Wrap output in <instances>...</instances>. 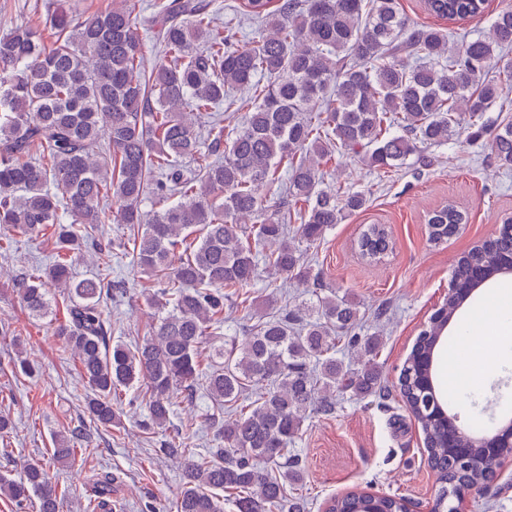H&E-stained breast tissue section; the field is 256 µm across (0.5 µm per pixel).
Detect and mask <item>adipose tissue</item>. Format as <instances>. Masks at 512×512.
Masks as SVG:
<instances>
[{"label":"adipose tissue","mask_w":512,"mask_h":512,"mask_svg":"<svg viewBox=\"0 0 512 512\" xmlns=\"http://www.w3.org/2000/svg\"><path fill=\"white\" fill-rule=\"evenodd\" d=\"M490 304L494 311L492 325L462 328L466 344L479 356L478 361L462 363V370L473 381H480L484 374L483 360L490 354L501 359L512 358V284L501 283L491 289Z\"/></svg>","instance_id":"obj_1"}]
</instances>
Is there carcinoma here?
<instances>
[{
    "mask_svg": "<svg viewBox=\"0 0 512 512\" xmlns=\"http://www.w3.org/2000/svg\"><path fill=\"white\" fill-rule=\"evenodd\" d=\"M203 0H158L149 29L164 62L146 71V44L135 19L141 0H118L91 14L55 0L49 36L0 15V227L14 235L47 234L52 264L16 279L23 307L49 313L50 289L63 290L67 318L55 334L77 359L88 387L85 411L95 426L120 424L123 390L136 389L149 427L165 428L171 397L193 400L205 379L210 397L234 418H211L224 447L206 455L189 434L164 444L178 457L184 482L176 512H222L218 493L234 494L237 512H305L306 501L286 497L303 480L288 445L305 414H331L340 395H379L376 358L382 337L357 332L356 304L334 293L299 313L284 309L232 339L212 343L224 328L227 289L250 285L260 267L314 288L319 275L304 262L300 244L323 240L366 196L341 185L323 189V168L354 154L386 173L398 171L418 146L454 134L479 138L477 123L512 81V6L487 32L455 51L450 32L420 25L398 0H240L236 14L264 24L250 46L239 27L213 26ZM486 0H424L427 12L456 23L482 14ZM245 94L250 109L224 134L223 119L205 128L196 116ZM499 162L512 165V125L493 134ZM281 184V200L262 191ZM119 202L113 221L126 225L133 262L163 283L147 303L164 310L153 336L127 346L110 344L101 303L120 285L109 272L104 203ZM160 205L148 211L142 206ZM298 222L291 228L292 222ZM466 215L448 204L428 217L430 238L448 241ZM90 248L102 272L74 279L76 255ZM389 248L384 226L372 224L359 241L365 258ZM512 261V217L498 235L460 256L448 296L419 332L398 377L399 391L420 426L428 464L440 488L432 512H453L459 489H486L498 459L481 434L458 424L448 431V406L425 385L422 357L444 335L456 310L455 288L489 276ZM356 350L357 369L339 354ZM260 389L244 405L246 391ZM86 427L55 438L50 460L66 461ZM110 471L88 478L91 512H113ZM0 496L20 508L37 499L39 512H64V497L49 469L29 464L20 479L0 475ZM366 492L331 500L329 512H358Z\"/></svg>",
    "mask_w": 512,
    "mask_h": 512,
    "instance_id": "carcinoma-1",
    "label": "carcinoma"
}]
</instances>
